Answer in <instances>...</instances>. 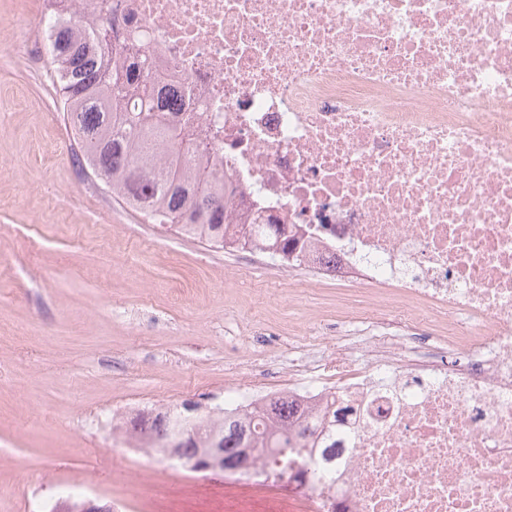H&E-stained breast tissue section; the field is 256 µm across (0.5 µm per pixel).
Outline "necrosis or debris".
Instances as JSON below:
<instances>
[{
	"instance_id": "4bbe7bcc",
	"label": "necrosis or debris",
	"mask_w": 512,
	"mask_h": 512,
	"mask_svg": "<svg viewBox=\"0 0 512 512\" xmlns=\"http://www.w3.org/2000/svg\"><path fill=\"white\" fill-rule=\"evenodd\" d=\"M150 79L191 87L218 178L309 229L282 273L354 289L366 335L291 360L333 454L254 460L296 512H512V0H115ZM338 415H330V406Z\"/></svg>"
}]
</instances>
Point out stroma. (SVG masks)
I'll use <instances>...</instances> for the list:
<instances>
[{"label":"stroma","mask_w":512,"mask_h":512,"mask_svg":"<svg viewBox=\"0 0 512 512\" xmlns=\"http://www.w3.org/2000/svg\"><path fill=\"white\" fill-rule=\"evenodd\" d=\"M0 44V512L73 488L119 512H283L274 496L190 473L117 435L139 410L224 405L242 375L284 393L292 352L346 328L332 284L295 298L276 267L148 223L74 162L56 77Z\"/></svg>","instance_id":"stroma-1"}]
</instances>
